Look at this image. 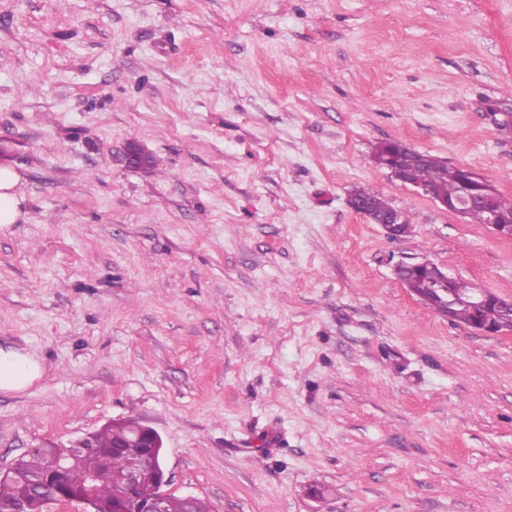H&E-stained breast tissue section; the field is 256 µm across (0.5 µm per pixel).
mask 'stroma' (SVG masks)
Here are the masks:
<instances>
[{
	"label": "stroma",
	"mask_w": 512,
	"mask_h": 512,
	"mask_svg": "<svg viewBox=\"0 0 512 512\" xmlns=\"http://www.w3.org/2000/svg\"><path fill=\"white\" fill-rule=\"evenodd\" d=\"M391 140L512 200V0H0V345L44 366L0 393V477L133 420L211 512H512V335L393 272L512 297V241ZM406 144L400 141H385L376 144L372 151V157L375 159L384 151L392 150L395 154L398 165L405 171L408 180L416 185H424L433 188L436 193L448 199L436 197L428 188L419 186L423 194L429 196L434 202L441 205L444 209L457 213L462 216V211L472 204L473 199L470 196L462 197L469 188L467 187V178L481 181L480 177L469 169L464 171L461 167L448 166L440 163L432 155H428L426 160H419L423 154L408 148L412 151L413 157L419 161H412L406 149ZM485 196L490 198V204L497 213L502 224L512 225V201H508L500 196L497 191L489 185L479 184V198L473 202L465 214V219L470 224H487V211L484 203ZM489 227L500 238L512 240V226H502L496 222L495 216L490 212ZM19 179L17 173L0 168V231L8 230L20 216V201L17 194L13 192ZM350 197V201L352 199L361 201L370 212L376 215H388L397 212L380 196L364 190H355L351 193Z\"/></svg>",
	"instance_id": "stroma-1"
}]
</instances>
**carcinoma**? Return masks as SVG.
<instances>
[{
	"label": "carcinoma",
	"instance_id": "obj_1",
	"mask_svg": "<svg viewBox=\"0 0 512 512\" xmlns=\"http://www.w3.org/2000/svg\"><path fill=\"white\" fill-rule=\"evenodd\" d=\"M391 150L395 154L398 165L405 171L408 180L416 185H424L433 188L436 193L450 201L465 194L468 190L467 178L460 167L448 166L440 163L433 156L425 160L412 161L405 147L400 141H385L376 144L372 151V157H378L383 151ZM490 198V204L497 213L500 221L512 225V201L500 196L489 184L479 185V198L473 202L465 214V219L470 224L487 223V211L484 197ZM351 198L362 202L365 207L376 215H388L395 209L376 194L364 190H355ZM434 280L430 269L422 273L407 275V284L418 294L426 293V288ZM497 295H488V306L482 310L472 308L466 303L456 306L451 314V320L462 324H470L477 320L488 318L494 310ZM126 423H116L102 428L94 433L96 445L99 448L112 447V440L117 434L125 432ZM74 449L57 448L55 446H42L22 456L17 463L19 476L13 479L0 481V502L14 501L19 497H25L29 512H49L52 504L55 488L49 481L50 468L53 463L64 457L72 455ZM102 467L101 457L97 454L87 453L78 457L77 472L71 476V483L77 484L80 477L85 474L95 473ZM120 495L117 485L111 480L105 479L95 487V498L98 512H112V502ZM191 507L192 512H210L205 503L195 498L188 503L182 497L169 495L165 498V512H185L186 507Z\"/></svg>",
	"mask_w": 512,
	"mask_h": 512
}]
</instances>
